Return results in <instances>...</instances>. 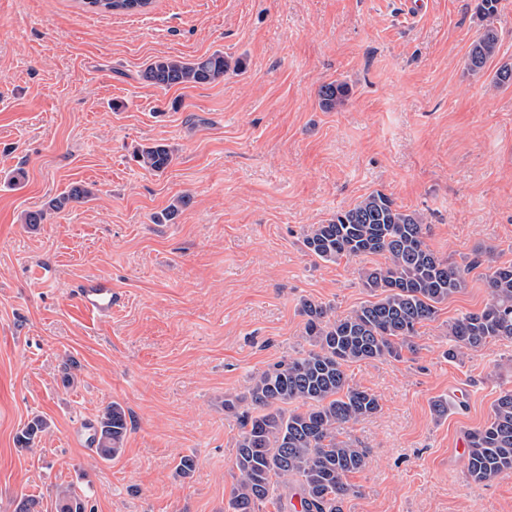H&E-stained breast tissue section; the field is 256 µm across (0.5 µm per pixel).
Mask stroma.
Returning a JSON list of instances; mask_svg holds the SVG:
<instances>
[{
	"label": "stroma",
	"mask_w": 512,
	"mask_h": 512,
	"mask_svg": "<svg viewBox=\"0 0 512 512\" xmlns=\"http://www.w3.org/2000/svg\"><path fill=\"white\" fill-rule=\"evenodd\" d=\"M405 2L153 0L128 15L0 0V512L25 495L55 512L67 486L87 512H231L242 422L224 399L309 350L302 299L339 316L370 300L361 271L384 256L326 263L303 240L374 191L422 214L467 286L400 358L346 366L381 409L343 430L368 453L343 512H512V474L472 482L458 453L512 389V340L444 356L449 322L489 299V261L512 263V86L492 83L512 62V0L478 74L474 0H426L414 20ZM216 51L242 67L205 85L142 78L156 57ZM331 81L350 94L328 111ZM154 141L176 150L160 175L131 159ZM74 183L93 197L22 224ZM98 275L102 317L75 295ZM114 402L128 429L104 460L89 436ZM82 309L89 315L112 311V278L101 275L81 283L75 290Z\"/></svg>",
	"instance_id": "obj_1"
}]
</instances>
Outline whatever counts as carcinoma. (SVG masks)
Segmentation results:
<instances>
[{
  "instance_id": "cac0c4a2",
  "label": "carcinoma",
  "mask_w": 512,
  "mask_h": 512,
  "mask_svg": "<svg viewBox=\"0 0 512 512\" xmlns=\"http://www.w3.org/2000/svg\"><path fill=\"white\" fill-rule=\"evenodd\" d=\"M94 13L133 14L152 0H80ZM499 0H477L476 14L485 21L471 43L467 66L473 73L484 69L496 54L499 33L494 26ZM230 69L224 53L216 51L192 61L161 56L143 71L151 85L171 88L213 83ZM349 88L330 82L321 86V106L327 110L345 103ZM132 159L142 169L161 174L173 163L174 149L160 142L136 147ZM93 196L83 184L53 198L49 207L60 211ZM426 225L421 215L405 210L385 193L374 191L353 207L336 212L313 227L305 246L321 261L382 255L386 262L363 271V284L375 300L367 301L343 317L331 308L304 299L300 313L312 349L302 356L279 362L254 378L249 392L252 411L245 413L244 431L236 442L233 465L239 479L230 502L232 512H260V505L295 480L303 512H342L343 499L353 492L346 477L366 465V452L340 438L350 422L374 415L377 396L348 384L349 363L398 357L412 348L417 326L437 317V305L466 287L468 268L448 262L425 243ZM489 301L478 313H468L448 323L453 346L446 355L462 357L490 340H512V265L495 266L486 274ZM35 418L16 437L28 448L43 431ZM126 414L113 403L94 426L92 442L104 460L123 449ZM466 470L475 483L512 473V390L497 398L493 415L467 433ZM56 512H86L82 498L72 490L57 495Z\"/></svg>"
}]
</instances>
